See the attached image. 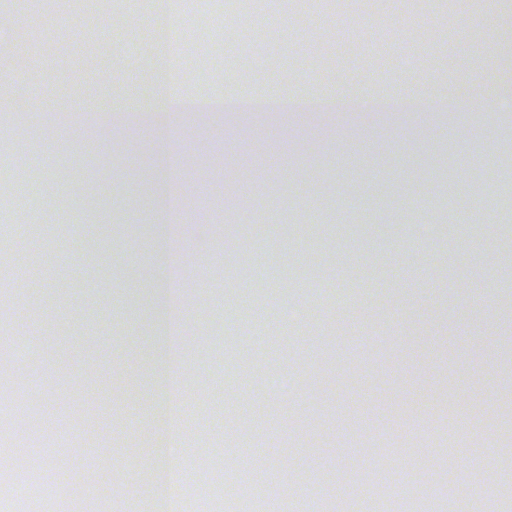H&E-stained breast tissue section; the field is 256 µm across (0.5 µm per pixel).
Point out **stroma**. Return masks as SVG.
I'll use <instances>...</instances> for the list:
<instances>
[{
    "label": "stroma",
    "mask_w": 512,
    "mask_h": 512,
    "mask_svg": "<svg viewBox=\"0 0 512 512\" xmlns=\"http://www.w3.org/2000/svg\"><path fill=\"white\" fill-rule=\"evenodd\" d=\"M209 38L227 95L392 97L402 55L424 66L460 40L483 70L502 53L484 24L497 0L440 4L442 37L413 0H332L287 10L226 0ZM151 0H44L11 9L10 60L37 63L0 111V448L22 461L0 512H155L153 464L164 359L155 287L163 214L159 157L181 152L185 467L223 474L188 487L212 512L267 493L281 512H412L432 481L467 470L474 494L448 512H494L512 493L498 413L512 399V117L445 112L176 114L157 141ZM336 30L332 43L317 28ZM308 42L292 50L288 31ZM53 107L36 125L34 106ZM456 253H449V243ZM50 407L44 435L31 403ZM26 425L24 439L9 436Z\"/></svg>",
    "instance_id": "35a3bbf8"
}]
</instances>
